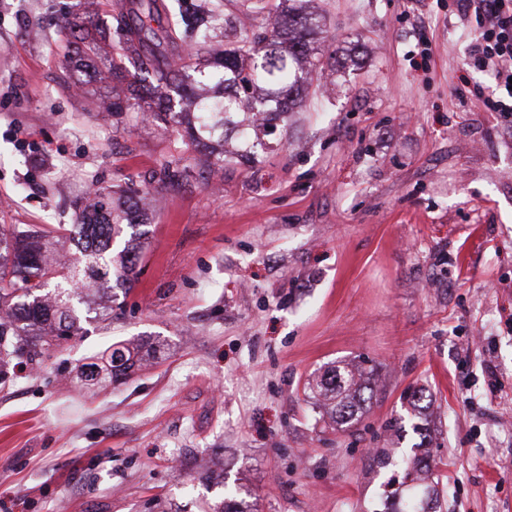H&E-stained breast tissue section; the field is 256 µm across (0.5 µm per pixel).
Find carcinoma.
<instances>
[{"label": "carcinoma", "mask_w": 512, "mask_h": 512, "mask_svg": "<svg viewBox=\"0 0 512 512\" xmlns=\"http://www.w3.org/2000/svg\"><path fill=\"white\" fill-rule=\"evenodd\" d=\"M286 2L244 0L251 22L241 28L217 4L121 0L112 27L97 33L112 39V82L127 84L128 107L182 130L201 154L233 137L254 152L264 148L260 136L251 134L259 117L289 111L291 93L327 78L336 56L326 50L324 17ZM189 172L183 159H173L158 181L179 186ZM136 227L132 211L114 209L110 201L81 211L74 224L0 226V384L58 341L81 336L75 304L90 311L98 293L110 296L114 287L132 286L142 249ZM125 235L124 248L112 255V242ZM62 239L74 252L57 265ZM128 352L124 345L113 349L110 371L88 377L110 382L119 373L128 375L135 366ZM366 381L346 364L330 368L309 390L327 402L338 424L350 427Z\"/></svg>", "instance_id": "1"}]
</instances>
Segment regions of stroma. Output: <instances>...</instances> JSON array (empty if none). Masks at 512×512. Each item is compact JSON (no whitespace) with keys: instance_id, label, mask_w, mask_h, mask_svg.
Wrapping results in <instances>:
<instances>
[{"instance_id":"35a3bbf8","label":"stroma","mask_w":512,"mask_h":512,"mask_svg":"<svg viewBox=\"0 0 512 512\" xmlns=\"http://www.w3.org/2000/svg\"><path fill=\"white\" fill-rule=\"evenodd\" d=\"M117 0H0V224L75 223L90 188L147 180L131 292L0 386V512H512V130L452 95L471 36L448 0H317L344 69L264 153L181 186L193 157L114 117L111 56L68 21ZM134 342L146 367L80 380ZM371 371L352 427L309 381ZM429 407L410 415L413 393ZM401 428H392L394 419ZM183 158L173 159L164 164L160 170L158 181L164 186H180L189 176L190 165Z\"/></svg>"}]
</instances>
